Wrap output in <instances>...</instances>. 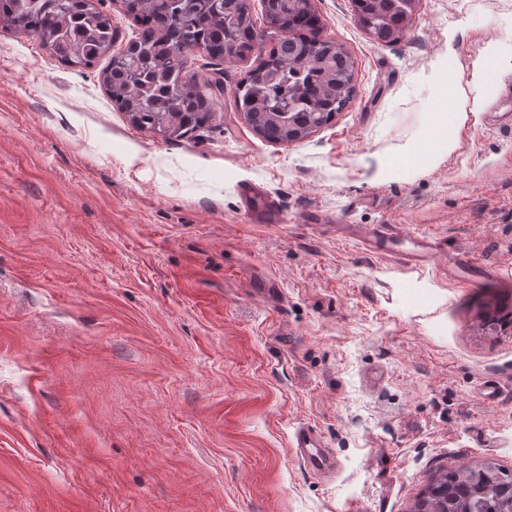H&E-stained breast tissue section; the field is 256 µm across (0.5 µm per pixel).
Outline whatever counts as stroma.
I'll return each mask as SVG.
<instances>
[{"mask_svg": "<svg viewBox=\"0 0 512 512\" xmlns=\"http://www.w3.org/2000/svg\"><path fill=\"white\" fill-rule=\"evenodd\" d=\"M312 3L355 93L288 144L236 109L249 60L192 57L221 107L165 139L101 65L0 28V512H411L437 470L512 471V333L484 323L512 311V0H418L393 44ZM442 125L453 149L404 164ZM249 181L281 223L252 222ZM342 224L441 256L381 259ZM306 425L334 472L295 458ZM356 236L357 241H359L363 246L369 247H372L371 241L379 243L398 241L402 245L404 243V238L399 232L398 227L394 224H378L368 232H359ZM411 245L412 247L408 249L400 248L393 252H387L380 244V246L372 247V252L373 254H380L383 252L381 255L389 257H393L391 254H394L397 259L401 260L404 264L408 266H416L423 263H432L439 251L438 243L434 239L426 236H421L418 239H415L411 242ZM421 248L422 251H419Z\"/></svg>", "mask_w": 512, "mask_h": 512, "instance_id": "stroma-1", "label": "stroma"}]
</instances>
